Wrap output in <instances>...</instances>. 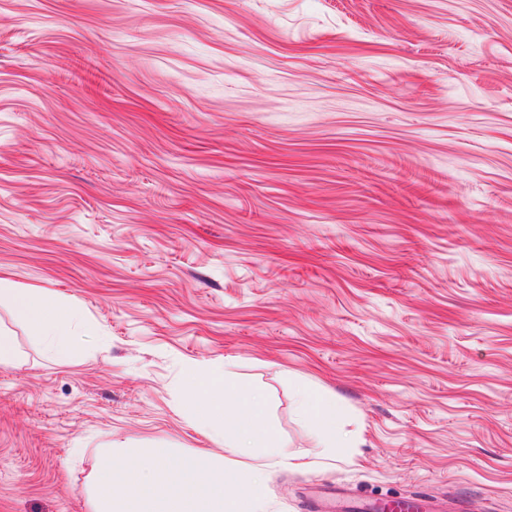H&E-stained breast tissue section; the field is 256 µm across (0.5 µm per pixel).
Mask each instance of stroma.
<instances>
[{
  "label": "stroma",
  "instance_id": "1",
  "mask_svg": "<svg viewBox=\"0 0 512 512\" xmlns=\"http://www.w3.org/2000/svg\"><path fill=\"white\" fill-rule=\"evenodd\" d=\"M0 280L83 313L67 363L14 329L0 512L230 463L193 368L264 398L256 512H512V0H0ZM296 407L301 418L312 429L319 456L334 458L341 448H347L337 434L342 409L336 398L316 395L307 387L301 386L297 391Z\"/></svg>",
  "mask_w": 512,
  "mask_h": 512
}]
</instances>
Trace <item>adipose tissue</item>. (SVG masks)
<instances>
[{"mask_svg":"<svg viewBox=\"0 0 512 512\" xmlns=\"http://www.w3.org/2000/svg\"><path fill=\"white\" fill-rule=\"evenodd\" d=\"M12 322L40 336L46 350L66 360L73 348L79 309L41 291L0 281V310ZM185 403L199 431L238 454L243 448L272 450L263 399L190 371L184 379ZM297 411L309 423L316 448L331 458L343 448L338 436L342 409L335 398L299 387ZM264 493L261 469L243 463L232 469L207 457L175 456L172 449L108 450L99 459L86 490L88 512H254Z\"/></svg>","mask_w":512,"mask_h":512,"instance_id":"obj_1","label":"adipose tissue"}]
</instances>
